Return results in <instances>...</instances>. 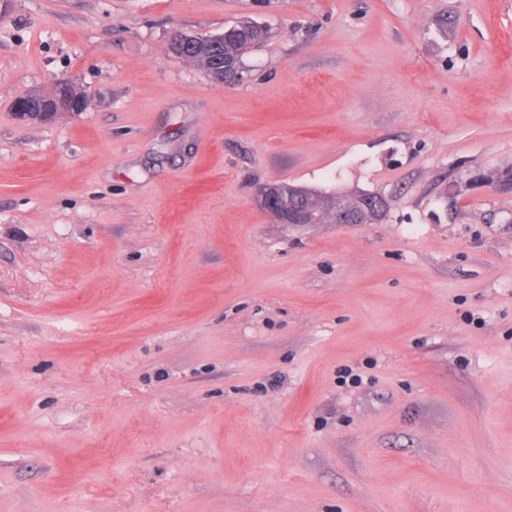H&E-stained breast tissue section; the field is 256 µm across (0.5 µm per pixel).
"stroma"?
Masks as SVG:
<instances>
[{
	"mask_svg": "<svg viewBox=\"0 0 512 512\" xmlns=\"http://www.w3.org/2000/svg\"><path fill=\"white\" fill-rule=\"evenodd\" d=\"M509 169L512 0H0V512H512ZM269 30L250 21H240L224 28V32L187 39L176 34L168 44L171 53L180 60L192 62L207 74L215 77L217 61L229 67L244 65V57L252 49L266 41ZM68 81L65 79H61L58 83L61 86L66 85ZM30 100L36 99L39 103H42L45 108V112H35L34 104L31 105L30 102L21 101L17 104L16 110L19 113V117L25 121H41L46 118L47 113L56 112L57 110H52V105L55 104L60 98L66 99L70 104H76L80 106V110H82L84 106L85 96L81 92H78L73 85L67 84L65 88L59 93L58 86L51 95H41V94H30L25 96ZM291 186H265L258 194L259 205L283 224H319L317 217L297 199L293 200ZM332 202V208L336 216V222L333 216V212L327 210L325 212V219H329L331 222L336 224H369L375 222L382 214V212H373L368 215H361L355 209L348 208L344 200V194L336 193L330 196Z\"/></svg>",
	"mask_w": 512,
	"mask_h": 512,
	"instance_id": "35a3bbf8",
	"label": "stroma"
}]
</instances>
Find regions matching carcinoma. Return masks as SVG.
Returning a JSON list of instances; mask_svg holds the SVG:
<instances>
[{
  "label": "carcinoma",
  "mask_w": 512,
  "mask_h": 512,
  "mask_svg": "<svg viewBox=\"0 0 512 512\" xmlns=\"http://www.w3.org/2000/svg\"><path fill=\"white\" fill-rule=\"evenodd\" d=\"M269 30L250 21H240L224 28V32L209 37L186 38L176 34L168 44L171 53L180 60L198 66L210 76H215L218 61L227 66L244 65V57L252 49L266 41ZM64 98L71 104L84 106L85 96L73 85L68 84L62 91H54L51 95L30 94L28 99H36L44 105L45 111H52V105Z\"/></svg>",
  "instance_id": "obj_1"
}]
</instances>
